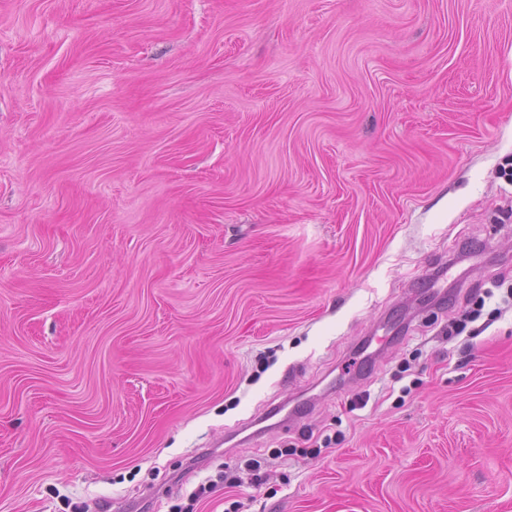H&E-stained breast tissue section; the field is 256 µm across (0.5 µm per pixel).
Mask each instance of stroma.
I'll use <instances>...</instances> for the list:
<instances>
[{
    "label": "stroma",
    "instance_id": "stroma-1",
    "mask_svg": "<svg viewBox=\"0 0 512 512\" xmlns=\"http://www.w3.org/2000/svg\"><path fill=\"white\" fill-rule=\"evenodd\" d=\"M510 269L512 0H0V512H512Z\"/></svg>",
    "mask_w": 512,
    "mask_h": 512
}]
</instances>
